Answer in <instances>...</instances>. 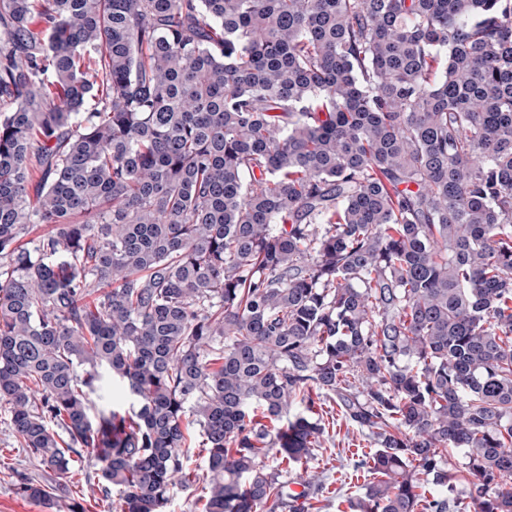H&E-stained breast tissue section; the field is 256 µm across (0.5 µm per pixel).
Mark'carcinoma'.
<instances>
[{
  "mask_svg": "<svg viewBox=\"0 0 512 512\" xmlns=\"http://www.w3.org/2000/svg\"><path fill=\"white\" fill-rule=\"evenodd\" d=\"M313 391L358 512H512V0H0L21 447L164 512L196 430L204 512H305ZM315 406L320 418L321 414L324 417L325 435L328 432L329 441L308 463V473L314 478L315 486L321 483L323 489L322 492L318 491L317 496L316 493L313 495L315 499L307 501L314 507L307 512H354L347 508V502L363 495L365 485L372 480L366 469H354V461L364 458L363 455H371L376 447L371 446L355 427L347 425L340 417L335 416L332 425L330 414H325L330 411L327 401L319 402L316 399Z\"/></svg>",
  "mask_w": 512,
  "mask_h": 512,
  "instance_id": "1",
  "label": "carcinoma"
}]
</instances>
